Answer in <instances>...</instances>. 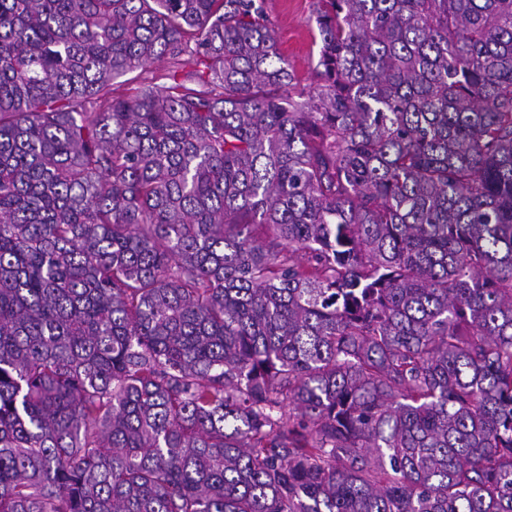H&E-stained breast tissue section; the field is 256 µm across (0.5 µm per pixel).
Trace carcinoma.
<instances>
[{
	"label": "carcinoma",
	"mask_w": 512,
	"mask_h": 512,
	"mask_svg": "<svg viewBox=\"0 0 512 512\" xmlns=\"http://www.w3.org/2000/svg\"><path fill=\"white\" fill-rule=\"evenodd\" d=\"M317 4L0 0V512H512V0ZM316 2L266 0V12L277 32L280 48L306 92H313L317 85L315 70L321 44L315 23Z\"/></svg>",
	"instance_id": "cac0c4a2"
}]
</instances>
